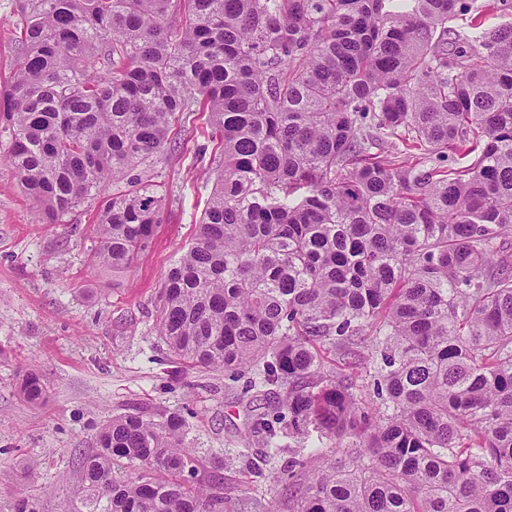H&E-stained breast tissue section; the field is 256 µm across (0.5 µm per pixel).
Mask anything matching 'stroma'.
I'll return each mask as SVG.
<instances>
[{"mask_svg": "<svg viewBox=\"0 0 512 512\" xmlns=\"http://www.w3.org/2000/svg\"><path fill=\"white\" fill-rule=\"evenodd\" d=\"M180 137L182 148L158 168L164 221L134 263L115 272L91 258L98 201L66 223H35L6 161L11 130L0 120V512H16L24 497L37 512H75L81 457L112 417L138 411L181 413L188 447L223 458L231 512H252L257 501L288 512L287 483H247L240 473L242 449L259 450L249 419L272 402L242 399L240 383L221 369L174 374L157 336L164 276L196 236L219 151L204 114L186 119ZM29 371L47 384L42 403L17 391Z\"/></svg>", "mask_w": 512, "mask_h": 512, "instance_id": "35a3bbf8", "label": "stroma"}]
</instances>
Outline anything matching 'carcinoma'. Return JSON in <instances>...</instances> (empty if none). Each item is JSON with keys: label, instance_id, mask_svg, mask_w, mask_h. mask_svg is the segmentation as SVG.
<instances>
[{"label": "carcinoma", "instance_id": "carcinoma-1", "mask_svg": "<svg viewBox=\"0 0 512 512\" xmlns=\"http://www.w3.org/2000/svg\"><path fill=\"white\" fill-rule=\"evenodd\" d=\"M492 8L512 5L18 0L8 161L40 224L102 198L94 260L124 270L153 238L172 128L207 113L213 189L159 339L277 401L250 427L289 455L258 471L300 479L289 512H512V23ZM18 391L46 395L33 372ZM186 431L113 417L80 461L86 512H224L223 464Z\"/></svg>", "mask_w": 512, "mask_h": 512}]
</instances>
